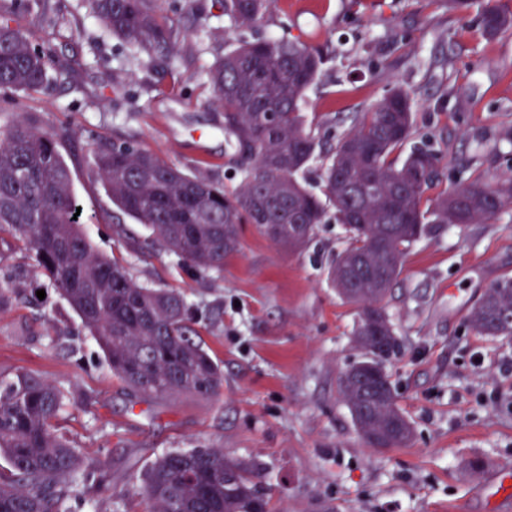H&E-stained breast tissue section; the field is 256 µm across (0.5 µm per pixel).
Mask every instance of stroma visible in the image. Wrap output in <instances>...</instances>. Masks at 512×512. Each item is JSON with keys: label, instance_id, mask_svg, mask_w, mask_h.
<instances>
[{"label": "stroma", "instance_id": "1", "mask_svg": "<svg viewBox=\"0 0 512 512\" xmlns=\"http://www.w3.org/2000/svg\"><path fill=\"white\" fill-rule=\"evenodd\" d=\"M159 6L182 29L165 76L83 0H49L44 15L16 16L32 45L52 55L47 87L0 90V128L27 113L43 128L69 129L63 155L93 248L138 284L183 292L224 371L208 401L135 400L31 254L0 235V373L31 372L66 395L55 426L82 467L66 482L65 512H147L148 465L191 448L255 461L273 512H493L486 480L512 467V340L476 334L469 314L492 282L512 277V214L436 225L408 249L383 304L400 340L386 371L413 436L405 447H369L337 387L360 358L357 308L328 279L341 225L326 220L308 248L291 252L245 224L223 271L195 269L119 216L98 180L93 149L127 141L227 189L238 185L205 82L234 36L222 2ZM283 35L326 58L302 107L322 147L302 174L313 192L322 190L323 152L350 116L397 88L416 102L409 146L444 154L426 199L512 174V31L488 37L475 14L442 0H277L247 33ZM472 461L483 462L480 473Z\"/></svg>", "mask_w": 512, "mask_h": 512}]
</instances>
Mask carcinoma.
Here are the masks:
<instances>
[{"label":"carcinoma","mask_w":512,"mask_h":512,"mask_svg":"<svg viewBox=\"0 0 512 512\" xmlns=\"http://www.w3.org/2000/svg\"><path fill=\"white\" fill-rule=\"evenodd\" d=\"M84 2L149 63L170 62L179 30L156 0ZM275 2L224 0V15L239 37L206 73L236 155V189L130 143L98 149L94 165L113 206L195 268L223 269L238 250L242 224L298 251L332 214L344 228L345 246L329 277L342 298L364 304L354 336L368 362L378 337L395 335L382 301L402 273L408 248L430 224L463 228L496 220L512 208V176L493 184L475 179L424 204L443 156L425 147L395 157L411 135L414 104L394 90L337 140L324 164L323 196L314 194L299 178L317 147L304 129L301 102L325 59L286 36L246 39L244 32ZM480 17L490 37L512 29V13L489 0ZM50 63L49 53L32 47L12 12L0 8V90H42ZM68 138L67 130L44 129L29 115L0 129V233L32 252L135 397L210 399L223 387L224 372L199 339L185 296L136 284L124 266L93 249L60 152ZM469 321L481 336L511 338L512 278L491 283ZM357 368L342 375L338 389L361 434L385 435L400 423L409 425L393 389L381 398L362 396ZM64 408V393L46 379L0 374V458L9 465L0 470V512H64L62 483L81 467L52 424ZM143 493L149 512H270V493L256 463L226 457L218 448L160 455L143 475Z\"/></svg>","instance_id":"obj_1"}]
</instances>
